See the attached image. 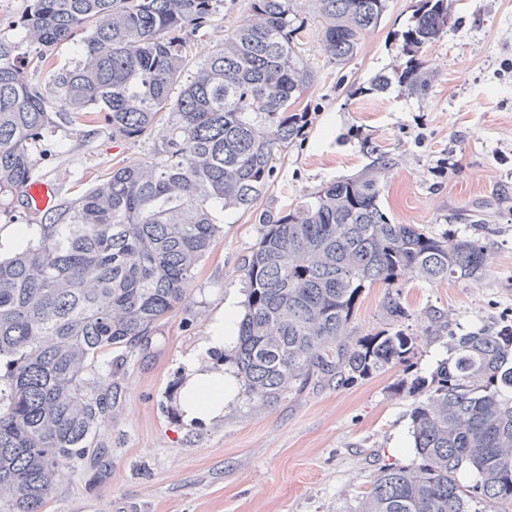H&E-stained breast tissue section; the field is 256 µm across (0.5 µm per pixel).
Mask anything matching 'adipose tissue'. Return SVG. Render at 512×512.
<instances>
[{"instance_id":"1","label":"adipose tissue","mask_w":512,"mask_h":512,"mask_svg":"<svg viewBox=\"0 0 512 512\" xmlns=\"http://www.w3.org/2000/svg\"><path fill=\"white\" fill-rule=\"evenodd\" d=\"M236 389L235 377L225 369L212 367L196 356L188 357L179 394L183 419L202 424L220 420Z\"/></svg>"}]
</instances>
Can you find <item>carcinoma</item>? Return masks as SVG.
<instances>
[{"instance_id": "cac0c4a2", "label": "carcinoma", "mask_w": 512, "mask_h": 512, "mask_svg": "<svg viewBox=\"0 0 512 512\" xmlns=\"http://www.w3.org/2000/svg\"><path fill=\"white\" fill-rule=\"evenodd\" d=\"M320 50L338 66L376 30L387 0H306ZM451 0H415L397 64L368 92L428 90L424 49L447 31ZM224 0H28L23 36L0 41V211L18 213L59 130L103 123L136 138L158 116L161 137L30 223L0 257V512H45L65 470L100 453L112 377L180 304L221 233L218 214L249 210L307 124L313 72L300 48L298 0H248L224 40L191 60L189 35ZM67 43L75 60L59 64ZM46 76L44 81L35 75ZM365 173L318 186L286 211L256 215L261 237L241 263L244 313L226 356L261 405L320 378H364L404 364L403 329L340 338L362 289L399 280H477L482 239L397 224L380 204L389 153L366 143ZM448 358L396 386L414 397L411 464L383 468L354 512H512V325L448 334Z\"/></svg>"}]
</instances>
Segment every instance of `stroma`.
<instances>
[{
    "mask_svg": "<svg viewBox=\"0 0 512 512\" xmlns=\"http://www.w3.org/2000/svg\"><path fill=\"white\" fill-rule=\"evenodd\" d=\"M412 2L388 0L380 25L343 67L325 61L319 23L309 21L301 36L315 71L308 123L278 160L258 207L284 210L321 184L363 172L368 137L394 159L380 200L396 223L442 235L490 225L481 278H403L408 316L400 325L416 338L408 363L340 385L312 383L268 407L241 393L221 422L189 424L177 403L182 360L221 305L243 304L241 260L262 232L254 216L225 212L183 303L115 376L112 418L98 437L102 465L72 472L47 512H351L382 468L413 459V399L394 395V386L445 358L449 332L512 324V0H453L454 27L423 54L431 70L426 96L397 86L368 94L374 76L396 62ZM161 131L157 123L126 140L104 126L66 133L38 177L63 201L138 162ZM387 297L384 284L363 289L345 342L392 329ZM435 312L448 325L432 335Z\"/></svg>",
    "mask_w": 512,
    "mask_h": 512,
    "instance_id": "1",
    "label": "stroma"
}]
</instances>
